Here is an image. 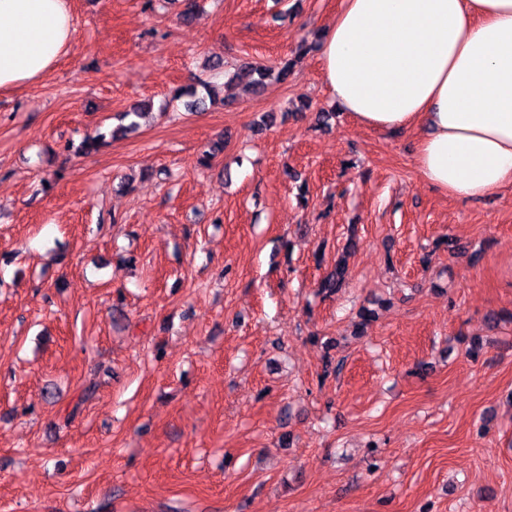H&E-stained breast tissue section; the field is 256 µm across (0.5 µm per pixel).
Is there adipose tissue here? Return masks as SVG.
I'll return each instance as SVG.
<instances>
[{
    "label": "adipose tissue",
    "mask_w": 512,
    "mask_h": 512,
    "mask_svg": "<svg viewBox=\"0 0 512 512\" xmlns=\"http://www.w3.org/2000/svg\"><path fill=\"white\" fill-rule=\"evenodd\" d=\"M74 32L70 0H0V91L52 71ZM318 56L359 125L421 129L430 187L461 200L512 187V0H340Z\"/></svg>",
    "instance_id": "obj_1"
}]
</instances>
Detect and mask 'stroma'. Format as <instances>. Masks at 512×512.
<instances>
[{"mask_svg":"<svg viewBox=\"0 0 512 512\" xmlns=\"http://www.w3.org/2000/svg\"><path fill=\"white\" fill-rule=\"evenodd\" d=\"M339 3L201 0L186 24L70 0L68 55L0 92V512H512V323L487 320L512 312V188L446 197L417 132L335 112L294 49ZM210 58L296 65L174 109ZM346 256L343 254L337 261L333 271L320 282L319 291L324 297H330L342 287L346 274Z\"/></svg>","mask_w":512,"mask_h":512,"instance_id":"stroma-1","label":"stroma"}]
</instances>
